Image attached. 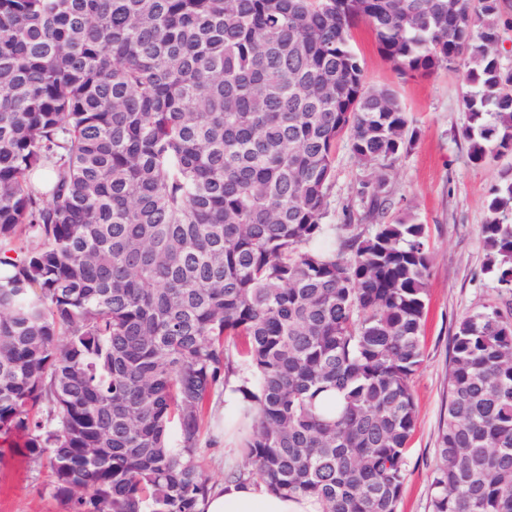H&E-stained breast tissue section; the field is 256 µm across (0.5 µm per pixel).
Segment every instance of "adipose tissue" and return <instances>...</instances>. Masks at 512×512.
Instances as JSON below:
<instances>
[{
  "instance_id": "obj_1",
  "label": "adipose tissue",
  "mask_w": 512,
  "mask_h": 512,
  "mask_svg": "<svg viewBox=\"0 0 512 512\" xmlns=\"http://www.w3.org/2000/svg\"><path fill=\"white\" fill-rule=\"evenodd\" d=\"M202 508L204 512H322V504L316 497H288L252 483L239 482L215 485Z\"/></svg>"
}]
</instances>
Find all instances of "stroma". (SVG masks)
Returning <instances> with one entry per match:
<instances>
[{
    "instance_id": "obj_1",
    "label": "stroma",
    "mask_w": 512,
    "mask_h": 512,
    "mask_svg": "<svg viewBox=\"0 0 512 512\" xmlns=\"http://www.w3.org/2000/svg\"><path fill=\"white\" fill-rule=\"evenodd\" d=\"M365 78L373 86L395 89L419 135L411 150L389 172L396 202L390 217L409 213L426 225L433 262L428 284L423 362L412 380L417 423L410 441L406 479L398 512H431L430 482L436 462L438 429L448 400V359L456 321L486 305L505 307L512 294L502 291L484 271L486 251L480 226L487 217L486 201L498 181L495 164L476 165L461 136L467 123L463 107L466 85L461 73L441 70L426 77L402 79L377 49L367 26L354 33ZM375 169L339 150L329 192L327 223L343 221L344 208L354 213L355 231L367 232L372 220L359 194L360 183ZM208 435L215 447L203 449L202 466L211 481L223 480L227 457L237 468L241 436L239 411L213 404ZM0 512H65L54 496L46 462L9 458L0 464Z\"/></svg>"
}]
</instances>
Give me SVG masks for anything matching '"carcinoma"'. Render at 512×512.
Instances as JSON below:
<instances>
[{
  "instance_id": "1",
  "label": "carcinoma",
  "mask_w": 512,
  "mask_h": 512,
  "mask_svg": "<svg viewBox=\"0 0 512 512\" xmlns=\"http://www.w3.org/2000/svg\"><path fill=\"white\" fill-rule=\"evenodd\" d=\"M500 0H0V437L67 512H203L207 411L233 376L249 480L323 512H397L432 265L426 225L327 242L338 143L414 141L367 85L463 74L475 165L512 157ZM480 227L512 291V164ZM431 512H512V307L455 324Z\"/></svg>"
}]
</instances>
